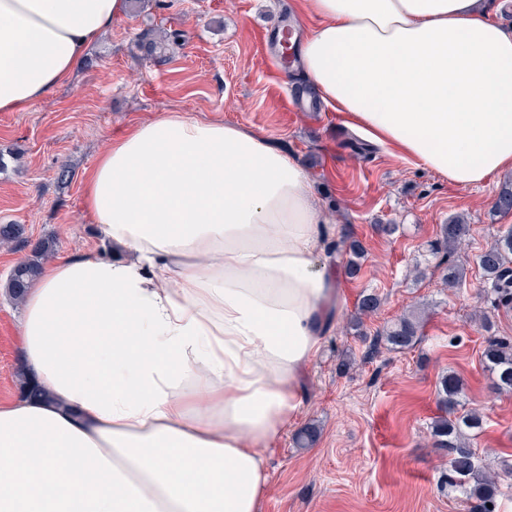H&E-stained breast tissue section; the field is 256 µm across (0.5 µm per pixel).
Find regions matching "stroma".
<instances>
[{"instance_id":"35a3bbf8","label":"stroma","mask_w":512,"mask_h":512,"mask_svg":"<svg viewBox=\"0 0 512 512\" xmlns=\"http://www.w3.org/2000/svg\"><path fill=\"white\" fill-rule=\"evenodd\" d=\"M300 3L150 0L144 12L113 20L68 84L29 109L0 112V224L23 229L18 241L0 244V400L21 394L23 304L6 289L11 269L42 241L52 242L55 260L118 252L82 207L84 178L112 138L163 112L221 120L296 155L330 215L327 245L352 238L364 250L360 274L339 275L346 302L307 369L302 410L266 455L259 512H469L462 494L440 487L448 457L432 446L429 426L438 382L455 373L463 408L484 417L470 440L482 465L500 471L512 457V393L493 389L481 360L490 338L512 340V304L499 302L478 265L479 254L512 230V211L495 208L512 169L462 187L389 146L355 152L348 117L322 101L277 43L259 40V31L289 25L300 45L315 25L307 18L294 26ZM161 31L178 33V44L144 57L140 41ZM63 169L68 179H60ZM457 218L470 226L464 245L432 253L442 224ZM382 224L397 230L384 235ZM447 263L463 273L453 288L443 281ZM366 289L381 304L361 318L355 303ZM408 314L420 325L413 347L375 341ZM310 425L317 437L305 446L298 435Z\"/></svg>"}]
</instances>
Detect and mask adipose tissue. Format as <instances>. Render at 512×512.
I'll return each mask as SVG.
<instances>
[{
    "label": "adipose tissue",
    "instance_id": "adipose-tissue-1",
    "mask_svg": "<svg viewBox=\"0 0 512 512\" xmlns=\"http://www.w3.org/2000/svg\"><path fill=\"white\" fill-rule=\"evenodd\" d=\"M328 106L458 186L512 168V31L481 0H303ZM127 0H0V112L66 82ZM83 206L126 248L45 266L18 335L45 398L0 403V512H258L264 453L342 297L299 160L167 112L113 139Z\"/></svg>",
    "mask_w": 512,
    "mask_h": 512
}]
</instances>
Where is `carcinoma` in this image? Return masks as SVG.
I'll use <instances>...</instances> for the list:
<instances>
[{"instance_id":"1","label":"carcinoma","mask_w":512,"mask_h":512,"mask_svg":"<svg viewBox=\"0 0 512 512\" xmlns=\"http://www.w3.org/2000/svg\"><path fill=\"white\" fill-rule=\"evenodd\" d=\"M178 34H164L158 40L148 41L141 45L145 55L152 56L168 49L171 40ZM469 232V225L454 219L441 226L442 241L450 248L463 242ZM339 257L349 256L347 266L357 270L362 249L356 242L340 241L333 248ZM52 252L50 243L40 244L31 259L17 265L14 276L7 286L10 293L22 299L29 284L39 275L41 260ZM479 264L484 277L491 284L499 299L512 302V231L498 238L479 256ZM419 324L412 317H402L386 332L387 343L400 349L413 346L418 340ZM486 368L496 377L498 390L512 391V343L504 339H493L488 342L482 353ZM461 391L459 379L453 373L440 378L437 390V403L440 415L430 425V437L436 448L448 451V473L441 476L440 485L457 488L470 502L471 512H495L497 497L501 494V477L496 472L487 470L480 465L475 453L469 446V436L483 428V416L470 411L455 415Z\"/></svg>"}]
</instances>
